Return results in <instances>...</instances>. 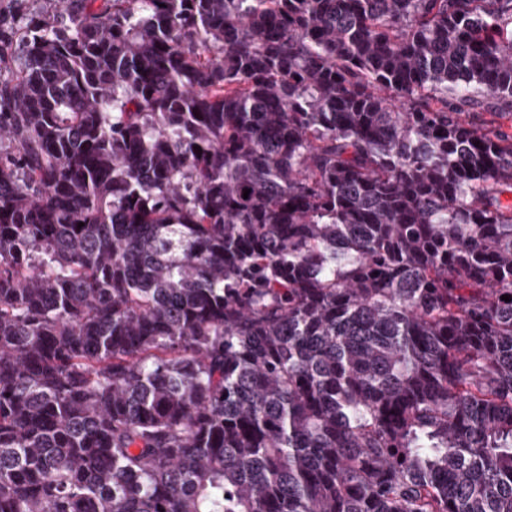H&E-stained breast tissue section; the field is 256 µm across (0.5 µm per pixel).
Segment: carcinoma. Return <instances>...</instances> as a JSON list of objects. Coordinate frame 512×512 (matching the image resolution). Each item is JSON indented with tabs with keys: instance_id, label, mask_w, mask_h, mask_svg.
Masks as SVG:
<instances>
[{
	"instance_id": "carcinoma-1",
	"label": "carcinoma",
	"mask_w": 512,
	"mask_h": 512,
	"mask_svg": "<svg viewBox=\"0 0 512 512\" xmlns=\"http://www.w3.org/2000/svg\"><path fill=\"white\" fill-rule=\"evenodd\" d=\"M48 4L0 512H512V0Z\"/></svg>"
}]
</instances>
